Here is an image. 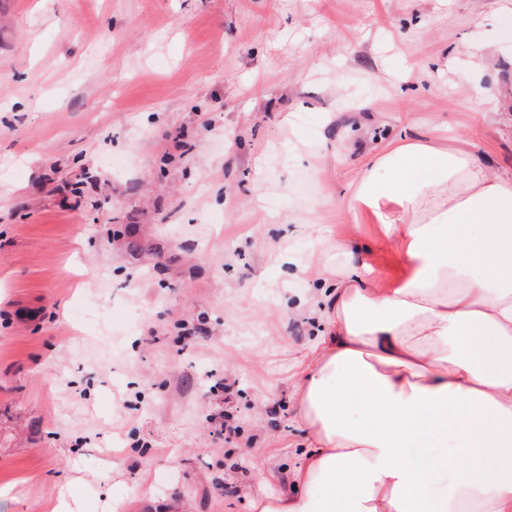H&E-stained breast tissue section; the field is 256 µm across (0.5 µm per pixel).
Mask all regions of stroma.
<instances>
[{
	"label": "stroma",
	"mask_w": 512,
	"mask_h": 512,
	"mask_svg": "<svg viewBox=\"0 0 512 512\" xmlns=\"http://www.w3.org/2000/svg\"><path fill=\"white\" fill-rule=\"evenodd\" d=\"M418 132L512 171V0H0V512L286 492L299 264Z\"/></svg>",
	"instance_id": "1"
}]
</instances>
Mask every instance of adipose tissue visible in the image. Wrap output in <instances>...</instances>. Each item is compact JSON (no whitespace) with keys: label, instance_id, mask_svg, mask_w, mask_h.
Segmentation results:
<instances>
[{"label":"adipose tissue","instance_id":"obj_1","mask_svg":"<svg viewBox=\"0 0 512 512\" xmlns=\"http://www.w3.org/2000/svg\"><path fill=\"white\" fill-rule=\"evenodd\" d=\"M352 212L401 273L333 246L293 384L309 449L255 512H512V172L412 135L357 171ZM368 262L377 270L381 282L385 283L401 272L398 259L390 249H377L366 256Z\"/></svg>","mask_w":512,"mask_h":512}]
</instances>
